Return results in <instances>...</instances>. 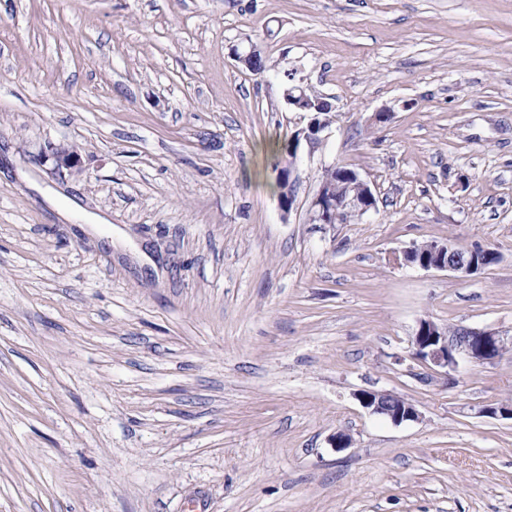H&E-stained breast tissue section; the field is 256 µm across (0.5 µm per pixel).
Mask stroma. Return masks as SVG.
Segmentation results:
<instances>
[{"mask_svg": "<svg viewBox=\"0 0 512 512\" xmlns=\"http://www.w3.org/2000/svg\"><path fill=\"white\" fill-rule=\"evenodd\" d=\"M334 164L376 208L309 223ZM422 318L512 336V0H0V512H512V348L449 382ZM288 88H290V86L286 85L284 90ZM308 93L311 98L317 95L310 91H308ZM283 98L288 109H292L296 112L314 113L307 125L297 130L288 139V149L286 151L288 159L285 165L278 170L277 180L279 182L277 181V188L280 190V193L284 188L280 182H288L287 198L285 199L281 197L280 194L278 195L279 205L282 211L287 214L293 209L295 203V177H293V174L300 146L303 141L308 145H316L322 142L328 135L326 132L330 128L329 124L332 123V116L330 115V104L322 97L309 98L305 93V87L303 85H295L291 90L288 89V93H285ZM319 114H321L320 118H325L329 124L325 120L318 121ZM429 242L416 243L415 259L410 258V253L415 248V243L403 248L394 255V261L399 265L409 266L424 271L440 270L449 271L456 274L458 277L469 278L481 271L482 268L487 266L485 261L478 257V252H482L484 248L476 247L475 249L460 250L454 244L442 241H435L432 244V259L430 253L427 251ZM357 398L371 414L387 418L395 425L416 422L421 418L419 410L411 402L390 392L363 391Z\"/></svg>", "mask_w": 512, "mask_h": 512, "instance_id": "35a3bbf8", "label": "stroma"}]
</instances>
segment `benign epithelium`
I'll return each instance as SVG.
<instances>
[{"label": "benign epithelium", "mask_w": 512, "mask_h": 512, "mask_svg": "<svg viewBox=\"0 0 512 512\" xmlns=\"http://www.w3.org/2000/svg\"><path fill=\"white\" fill-rule=\"evenodd\" d=\"M285 104L296 112L313 114L307 125L297 130L288 139L287 160L278 170L277 180L288 182L287 197H278L284 214H289L295 203L294 165L303 143L316 145L326 138L330 125L318 120L319 114L331 111L330 104L321 97L309 98L305 87L296 85L284 95ZM336 167L325 169L318 190L311 201L308 220L311 224H342L351 217H360L374 209L377 199L358 173L351 172L347 179L329 183ZM411 244L394 255L399 265L424 271H449L462 278H469L486 266L485 260H497L494 253L483 260L474 249L460 250L454 244L436 241L432 244V259L413 260ZM416 359L435 373L448 374L456 371L463 363L485 364L497 359L506 349L504 338L490 330L463 328L460 335H448V329L430 319L419 320L413 335ZM358 401L371 414L386 418L395 425L417 422L421 419L419 410L408 400L390 392L363 391Z\"/></svg>", "instance_id": "1"}]
</instances>
